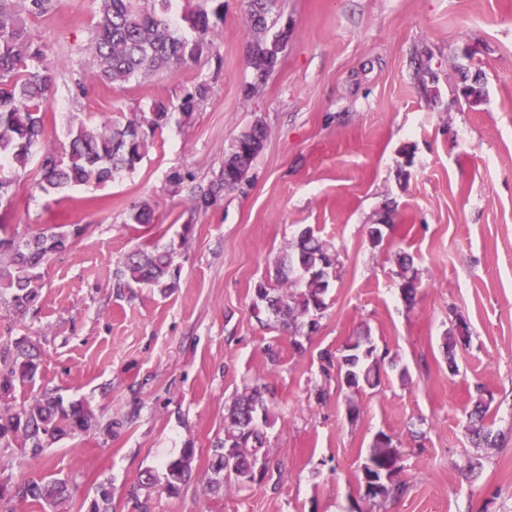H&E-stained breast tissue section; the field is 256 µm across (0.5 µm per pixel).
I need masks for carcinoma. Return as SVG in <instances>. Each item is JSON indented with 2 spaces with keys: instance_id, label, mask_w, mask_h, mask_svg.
Instances as JSON below:
<instances>
[{
  "instance_id": "carcinoma-1",
  "label": "carcinoma",
  "mask_w": 512,
  "mask_h": 512,
  "mask_svg": "<svg viewBox=\"0 0 512 512\" xmlns=\"http://www.w3.org/2000/svg\"><path fill=\"white\" fill-rule=\"evenodd\" d=\"M90 54L98 80L120 87L146 79L160 71H176L198 61L224 37V0H201L198 7L181 16L191 30L183 33L170 16L172 0H97ZM275 0H248V22L258 24L262 37L247 46V59L257 58L269 68L254 69L255 83L263 85L280 62L288 45L291 28L279 23ZM60 63L42 46L30 40L17 13V0H0V208L12 205L14 187L37 163V187L50 194L78 186H103L123 173L132 174L142 163L150 140L171 122L191 121L197 108L211 94L206 82L197 83L172 112L169 103L155 98L131 117L109 118L101 123L82 119L70 125L69 142L60 152L47 149L46 119L50 95ZM267 137L265 124L255 119L234 139L215 177L193 191V211L206 210L244 180ZM128 220L147 227L154 221V209L143 202L130 209ZM83 224H42L20 237L0 214V299L24 316L38 308L43 265L59 252L69 249L85 232ZM192 233V224L163 247L156 245L130 251L119 258L112 270L113 287L147 286L163 294L176 287L180 267L174 258ZM401 269V290L413 301L418 279L413 258L396 255ZM337 257L314 232L306 227L275 264L276 288H256L257 300L268 319L287 331L300 332L301 319L326 308L325 295L336 275ZM375 347L367 337L346 346V353L334 359L322 354L348 389L373 387L378 382ZM38 356L24 338L0 342V400L9 398L17 386L31 382L38 370ZM268 387L257 385L237 398L224 415V438L211 448V468L219 475H233L245 488L267 474ZM487 407L475 405L470 414L468 434L478 445L493 446L497 435L485 423ZM98 427L92 410L80 402L64 404L51 392L18 410L0 411V446L17 445L33 457L64 435L82 436ZM194 449L164 462V489L171 496L180 493L192 477ZM402 470V454L393 438L381 433L362 471L375 475L372 499L385 500L402 493L395 483ZM17 496L47 504L63 505L70 488L63 480L28 481L19 485L0 482V498ZM88 512H112V487L102 482L96 489Z\"/></svg>"
}]
</instances>
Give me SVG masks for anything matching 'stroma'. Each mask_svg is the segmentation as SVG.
Masks as SVG:
<instances>
[{
  "label": "stroma",
  "instance_id": "stroma-1",
  "mask_svg": "<svg viewBox=\"0 0 512 512\" xmlns=\"http://www.w3.org/2000/svg\"><path fill=\"white\" fill-rule=\"evenodd\" d=\"M97 8L54 0L52 13L26 18L30 39L60 62L53 148L67 146L71 116L97 122L154 98L176 103L202 81L212 93L192 124L155 137L133 174L61 195L36 189L34 176L20 181L8 214L18 234L33 224L87 230L44 266L37 312L20 321L0 300V341L25 337L41 351L34 381L7 405L51 389L88 404L112 433L65 437L36 458L0 448V478L65 480L73 498L62 512H79L103 481L112 512H512V0H276L293 34L254 97L247 0H224L217 49L122 88L93 76ZM465 62L482 71L474 107L454 93ZM258 118L267 138L246 179L191 212L193 188ZM175 171L182 183L170 182ZM144 201L155 211L148 228L127 219ZM386 215L390 227L371 243L369 227ZM188 222L177 288H113L118 258ZM305 227L338 264L319 328L297 348L278 323L258 320L254 302ZM400 250L418 273L411 305ZM460 323L469 341L447 353ZM360 336L375 346L379 383L353 391L321 354ZM261 383L274 392L268 473L212 492L224 409ZM479 398L498 447L467 436ZM381 432L402 451L407 489L368 502L361 468ZM186 447L193 475L178 496L139 490L145 469Z\"/></svg>",
  "mask_w": 512,
  "mask_h": 512
}]
</instances>
